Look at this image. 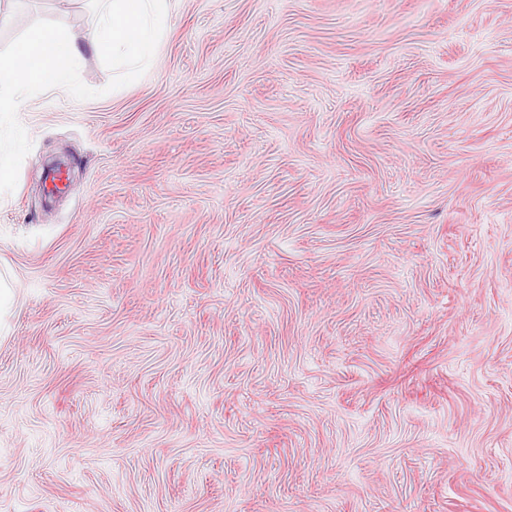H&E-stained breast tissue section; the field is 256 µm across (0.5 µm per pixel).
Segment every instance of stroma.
I'll return each instance as SVG.
<instances>
[{"label":"stroma","instance_id":"1","mask_svg":"<svg viewBox=\"0 0 512 512\" xmlns=\"http://www.w3.org/2000/svg\"><path fill=\"white\" fill-rule=\"evenodd\" d=\"M89 0H0V48ZM0 194V512H512V0H174ZM67 180L46 196V164Z\"/></svg>","mask_w":512,"mask_h":512}]
</instances>
